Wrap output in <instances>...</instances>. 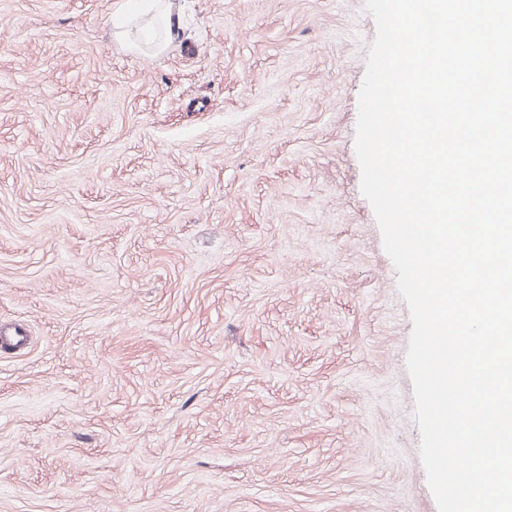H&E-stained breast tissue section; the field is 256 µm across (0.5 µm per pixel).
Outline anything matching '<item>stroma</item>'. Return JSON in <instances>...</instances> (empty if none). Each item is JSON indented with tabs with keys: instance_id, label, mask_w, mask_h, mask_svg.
I'll return each mask as SVG.
<instances>
[{
	"instance_id": "1",
	"label": "stroma",
	"mask_w": 512,
	"mask_h": 512,
	"mask_svg": "<svg viewBox=\"0 0 512 512\" xmlns=\"http://www.w3.org/2000/svg\"><path fill=\"white\" fill-rule=\"evenodd\" d=\"M156 5L0 0V512H438L364 0Z\"/></svg>"
}]
</instances>
